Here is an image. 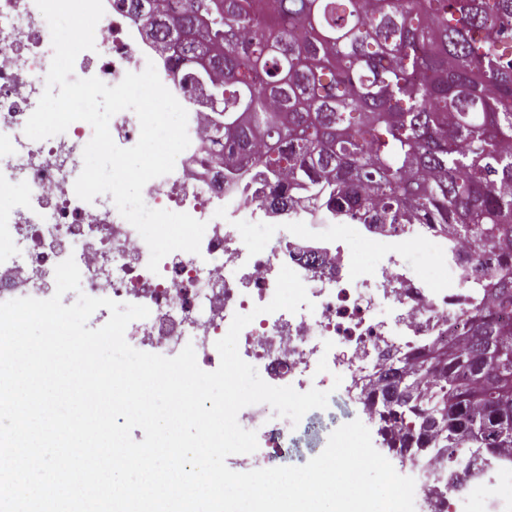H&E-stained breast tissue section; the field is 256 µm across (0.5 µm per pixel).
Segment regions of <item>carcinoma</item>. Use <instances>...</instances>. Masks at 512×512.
<instances>
[{
  "label": "carcinoma",
  "instance_id": "1",
  "mask_svg": "<svg viewBox=\"0 0 512 512\" xmlns=\"http://www.w3.org/2000/svg\"><path fill=\"white\" fill-rule=\"evenodd\" d=\"M152 42L219 101L224 169L351 224L457 225L512 260V0H129ZM464 345L392 368L378 434L395 448L512 456V275Z\"/></svg>",
  "mask_w": 512,
  "mask_h": 512
}]
</instances>
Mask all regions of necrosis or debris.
Listing matches in <instances>:
<instances>
[{"mask_svg": "<svg viewBox=\"0 0 512 512\" xmlns=\"http://www.w3.org/2000/svg\"><path fill=\"white\" fill-rule=\"evenodd\" d=\"M103 7L95 39L111 49L95 65L75 67L74 75L114 86L126 73L155 65L188 113L190 145L171 173L146 183L142 196L149 208L205 222L201 252H172L151 272L147 244L111 195L90 202L76 196L83 149L93 136L87 122L45 140L25 135L30 103L44 91L53 58L43 46L48 24L35 0H0V193L19 194L0 208V302L50 298L47 280L71 257L86 295L148 307L149 316L129 330L141 345L162 356L170 346L193 345L199 367L209 371L220 364L215 344L234 315L253 314L239 335L240 357L281 385L330 397L327 408L307 412L289 429L262 421L259 404L243 408L238 422L262 438L273 466L303 465L356 414L374 416L366 397L393 360H413L433 344L465 335L469 313L484 306L494 286L480 271L496 257L459 240L451 224L357 225L371 255L364 262L341 241L311 232L325 221L321 209L297 206L283 212L282 223H267L268 189L224 177L213 113L145 40L123 0H103ZM409 248L425 253L429 272L408 271ZM285 266L305 285L310 306L255 314L272 300ZM430 469L419 462L413 478L415 500L431 512H512V459L483 461L478 478L462 474L454 483L429 478Z\"/></svg>", "mask_w": 512, "mask_h": 512, "instance_id": "1", "label": "necrosis or debris"}]
</instances>
